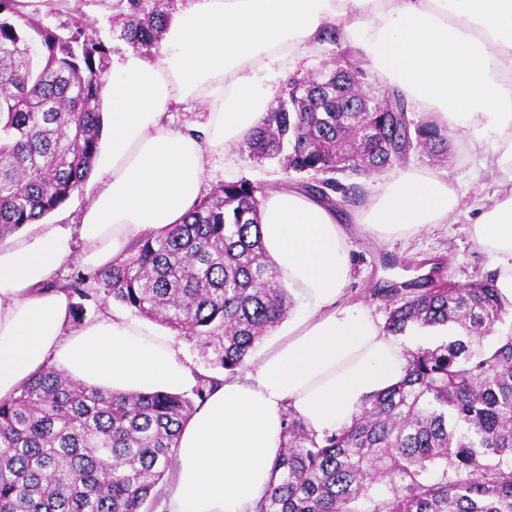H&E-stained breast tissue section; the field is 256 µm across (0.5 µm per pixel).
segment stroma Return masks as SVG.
Returning a JSON list of instances; mask_svg holds the SVG:
<instances>
[{
    "label": "stroma",
    "mask_w": 512,
    "mask_h": 512,
    "mask_svg": "<svg viewBox=\"0 0 512 512\" xmlns=\"http://www.w3.org/2000/svg\"><path fill=\"white\" fill-rule=\"evenodd\" d=\"M81 20L92 27L107 45L110 56L129 52V45L120 38L109 13L88 0L80 14ZM410 165L444 173L460 199L462 209L455 223L438 224L407 237H389L376 240L367 235H350L347 245L352 272L341 300L343 303H361L378 323H386L391 288L397 283L437 268L440 278L449 286L462 287L494 272L493 262L472 239L465 209L486 203L503 184L496 166L477 155L460 132L450 134L448 156L436 160L425 154L413 153ZM209 187L223 183L225 170L235 177H246L265 185L273 184L279 169L273 164L260 165L241 151L214 158Z\"/></svg>",
    "instance_id": "obj_1"
}]
</instances>
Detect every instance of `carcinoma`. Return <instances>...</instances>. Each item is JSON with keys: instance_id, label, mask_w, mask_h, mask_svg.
<instances>
[{"instance_id": "1", "label": "carcinoma", "mask_w": 512, "mask_h": 512, "mask_svg": "<svg viewBox=\"0 0 512 512\" xmlns=\"http://www.w3.org/2000/svg\"><path fill=\"white\" fill-rule=\"evenodd\" d=\"M85 0H0V241L60 209L91 173L101 136L106 45L80 20L53 26ZM134 50L160 48L166 0H95ZM361 60L345 51L322 82L293 78L240 145L273 161L283 184L341 207L357 186L335 177L440 156L448 128L388 111H353ZM262 184L226 181L185 222L140 239L120 262L52 286L110 297L212 355L228 375L291 310L260 230ZM396 288L385 331L457 326L465 336L405 351L406 374L369 396L352 424L319 435L285 414L269 494L255 512H512V333L486 349L505 311L494 280ZM190 392L114 393L48 365L0 399V512H147L176 462L182 425L220 378Z\"/></svg>"}]
</instances>
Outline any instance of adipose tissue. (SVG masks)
I'll use <instances>...</instances> for the list:
<instances>
[{
  "instance_id": "adipose-tissue-1",
  "label": "adipose tissue",
  "mask_w": 512,
  "mask_h": 512,
  "mask_svg": "<svg viewBox=\"0 0 512 512\" xmlns=\"http://www.w3.org/2000/svg\"><path fill=\"white\" fill-rule=\"evenodd\" d=\"M327 26L409 102L491 152L512 183V0H180L159 56L112 60L104 153L75 232L83 261L108 265L130 241L182 223L204 196L210 159L239 148L300 65V48ZM198 105L203 122L171 127L175 107ZM458 206L447 178L410 166L354 222L378 237L410 234L454 223ZM260 220L300 311L184 423L158 512H253L286 411L316 433L335 431L405 376L402 346L363 306L341 301L351 259L338 211L283 186L267 194ZM470 224L512 308V192L477 207ZM69 235L28 224L0 245V399L49 364L117 393L194 385L182 348L158 329L108 315L73 327L68 294L50 286L71 254Z\"/></svg>"
}]
</instances>
